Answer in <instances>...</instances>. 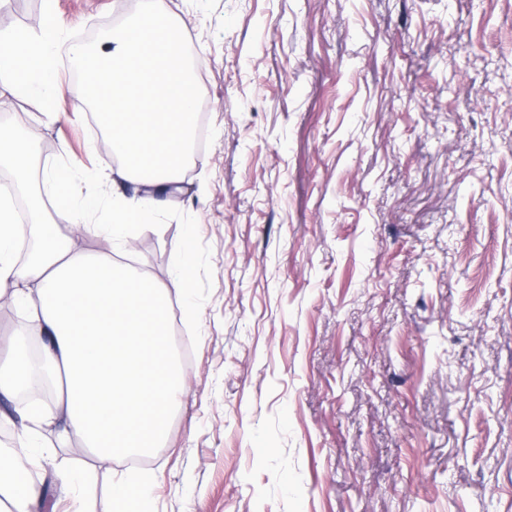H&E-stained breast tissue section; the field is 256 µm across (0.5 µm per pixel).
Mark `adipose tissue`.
Listing matches in <instances>:
<instances>
[{
	"label": "adipose tissue",
	"instance_id": "1",
	"mask_svg": "<svg viewBox=\"0 0 512 512\" xmlns=\"http://www.w3.org/2000/svg\"><path fill=\"white\" fill-rule=\"evenodd\" d=\"M37 33L0 42V76L24 92L50 98L56 81L57 37L50 14ZM176 25L169 13L150 9L102 45L73 47L84 79L74 89L79 102L104 119L103 149L122 159V178L152 189L151 195L113 210L104 234H116L130 216L150 221L154 196L178 183L190 158L196 84L179 58ZM34 162L31 142L17 128L0 124V165L27 174ZM95 196L68 197V232L48 223L34 207L19 224L0 200V299L24 309L31 328L44 335L39 361L21 352L13 336L0 391L44 390L51 403L19 410L21 432L11 453H0V497L6 512H34L41 488L14 478L17 457L30 453L43 426L62 425L99 460L137 454L164 438L181 373L170 346L171 311L166 288L109 254L81 248L91 232ZM33 237L36 248L18 263V241Z\"/></svg>",
	"mask_w": 512,
	"mask_h": 512
}]
</instances>
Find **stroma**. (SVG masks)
<instances>
[{"label": "stroma", "instance_id": "stroma-1", "mask_svg": "<svg viewBox=\"0 0 512 512\" xmlns=\"http://www.w3.org/2000/svg\"><path fill=\"white\" fill-rule=\"evenodd\" d=\"M150 2L53 0L56 93L0 86L50 221V173L100 224L148 191L93 151L68 48ZM164 6L203 138L152 222L79 245L166 287L183 388L137 459L43 428L41 512H114L135 473L150 512H512V0Z\"/></svg>", "mask_w": 512, "mask_h": 512}]
</instances>
